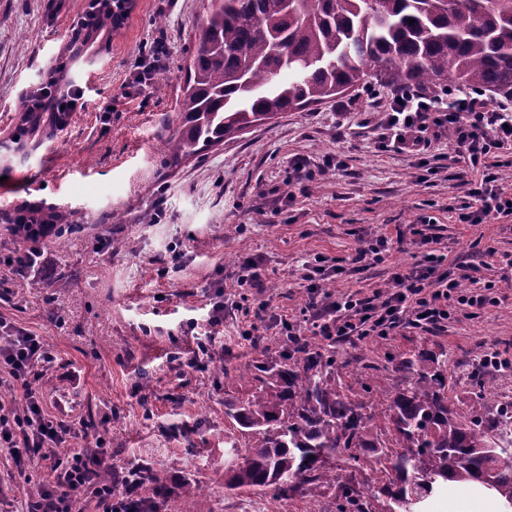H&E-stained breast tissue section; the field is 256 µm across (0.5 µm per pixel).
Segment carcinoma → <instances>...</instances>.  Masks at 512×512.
I'll list each match as a JSON object with an SVG mask.
<instances>
[{
	"label": "carcinoma",
	"instance_id": "cac0c4a2",
	"mask_svg": "<svg viewBox=\"0 0 512 512\" xmlns=\"http://www.w3.org/2000/svg\"><path fill=\"white\" fill-rule=\"evenodd\" d=\"M72 52L76 61L115 24L103 7ZM414 23H409V20ZM168 140L179 162L238 138L253 124L323 102L370 79L391 86L448 82L512 100V0H210ZM288 72L286 81L279 76ZM68 116L22 115L7 150L25 152L43 122ZM425 352L391 359L406 385L368 387L362 404L336 390V355L306 346L258 367L259 385L225 403V416L245 438L230 442L224 488H271L313 495L340 475L321 457L350 466L367 459L387 476L379 493L409 490L411 471L428 482L414 489L411 512H423L438 481L491 476L512 508V401L487 412L484 392L465 408L451 402L455 382L429 367ZM391 425L382 433L372 421ZM195 487L185 512H212Z\"/></svg>",
	"mask_w": 512,
	"mask_h": 512
}]
</instances>
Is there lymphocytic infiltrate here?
<instances>
[{
  "instance_id": "f902f5d3",
  "label": "lymphocytic infiltrate",
  "mask_w": 512,
  "mask_h": 512,
  "mask_svg": "<svg viewBox=\"0 0 512 512\" xmlns=\"http://www.w3.org/2000/svg\"><path fill=\"white\" fill-rule=\"evenodd\" d=\"M168 55L161 40L143 42L127 81L118 95H140L152 83L155 71ZM87 89L71 86L57 92L53 83L37 85L23 97L21 111L67 112L72 104L85 100ZM380 147L422 157L434 142L450 139L456 160L470 172L467 190L457 209L463 224H495L512 216V194L497 185L498 177L490 159L512 150V105L483 97L481 92L452 86H396L384 107ZM433 217L419 216L408 233L395 238L378 235L367 239L345 259L332 263L305 265L301 278L308 288L307 312L313 335L339 341L370 336L386 337L412 326H437L454 319L458 312L469 318L484 316L496 305V283L471 276V289H463L462 279L449 271L446 256L435 246L429 229ZM423 248L419 263L406 272H392L386 290L359 297L353 294L335 301L321 295L322 281L341 274L345 268L361 271L383 261L390 242ZM43 339L7 321H0V366L23 387L18 411L0 414V448L6 449L18 474L40 476L38 494L27 503V512H72L74 496L88 492L96 500L98 512H145L143 500L121 494L107 483L92 481V474L110 465L106 452L89 456L77 451L67 457H47L43 450L64 442L70 429L45 413L41 399L29 382L37 362L51 361Z\"/></svg>"
}]
</instances>
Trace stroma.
Returning a JSON list of instances; mask_svg holds the SVG:
<instances>
[{"label":"stroma","instance_id":"1","mask_svg":"<svg viewBox=\"0 0 512 512\" xmlns=\"http://www.w3.org/2000/svg\"><path fill=\"white\" fill-rule=\"evenodd\" d=\"M88 0H0V140L16 127L22 96L44 71L64 61ZM209 0H136L125 22L103 38L66 83L88 87L84 109L50 137H37L24 160L0 164V215L23 203L60 208L78 232L45 238L39 278L0 273V320L40 336L53 359L38 365L34 383L47 414L75 432L55 453L112 451L110 478L133 466L165 474L167 491L149 495L147 512H183L184 483L208 490L215 512H334L340 488L312 497L224 488V439L234 432L224 402L245 397L256 382L248 367L278 360L293 344L282 320H302L306 261L347 256L360 238L395 236L418 216L435 217L450 271L484 265L499 302L478 319L457 314L447 326L403 328L384 338L324 343L347 370L344 393L386 379L391 358L426 351L456 380L452 399L469 404V375L486 352L512 358V221L469 226L454 212L463 194V164L448 141L433 150L437 175L414 157L375 145L377 106L355 87L322 103L288 111L248 128L239 138L172 166L167 140L179 125V100L195 52V34ZM169 49L162 89L120 103L108 132L96 105L128 79L142 39ZM343 161L316 186L286 198L292 157ZM121 214V223L111 222ZM122 238L115 252L99 237ZM180 251L172 264V251ZM418 247L391 248L383 262L328 280L337 298L384 288L395 269L411 268ZM257 263L258 288L236 280L244 260ZM224 296V322L210 327L211 303ZM270 306L261 317L253 307ZM243 370L226 382L216 365ZM37 481L13 475L0 451V512H26Z\"/></svg>","mask_w":512,"mask_h":512}]
</instances>
